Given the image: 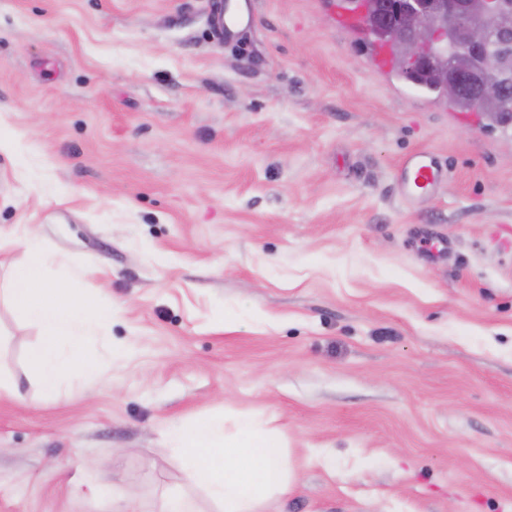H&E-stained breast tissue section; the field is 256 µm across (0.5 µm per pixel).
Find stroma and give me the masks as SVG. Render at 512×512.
I'll use <instances>...</instances> for the list:
<instances>
[{
  "mask_svg": "<svg viewBox=\"0 0 512 512\" xmlns=\"http://www.w3.org/2000/svg\"><path fill=\"white\" fill-rule=\"evenodd\" d=\"M214 2L0 0V259L36 225L49 281L114 311L49 400L0 306V512H209L165 435L242 415L290 450L276 512H512V129L331 0H252L230 44ZM417 151L443 180L414 206ZM441 176V168L434 159L421 152L406 157L398 173L402 193L410 202L433 195L440 184Z\"/></svg>",
  "mask_w": 512,
  "mask_h": 512,
  "instance_id": "stroma-1",
  "label": "stroma"
}]
</instances>
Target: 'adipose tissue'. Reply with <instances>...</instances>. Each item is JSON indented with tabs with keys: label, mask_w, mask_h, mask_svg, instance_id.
<instances>
[{
	"label": "adipose tissue",
	"mask_w": 512,
	"mask_h": 512,
	"mask_svg": "<svg viewBox=\"0 0 512 512\" xmlns=\"http://www.w3.org/2000/svg\"><path fill=\"white\" fill-rule=\"evenodd\" d=\"M51 264V255L32 244L0 273V303L40 331L27 363L47 398L91 373L83 346L112 321L111 309L92 308L57 291L34 298ZM168 442L187 482L203 489L213 512H269L296 477L280 437L256 431L247 419L231 434L219 419L179 424L170 429Z\"/></svg>",
	"instance_id": "ef3b65f1"
}]
</instances>
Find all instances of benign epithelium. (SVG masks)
<instances>
[{"instance_id": "obj_1", "label": "benign epithelium", "mask_w": 512, "mask_h": 512, "mask_svg": "<svg viewBox=\"0 0 512 512\" xmlns=\"http://www.w3.org/2000/svg\"><path fill=\"white\" fill-rule=\"evenodd\" d=\"M373 7L365 28L400 48L402 71L414 74L451 43L457 60L448 61L442 96L453 101L469 91L477 108L509 106L512 93L497 82L494 60L486 52L503 23L496 0H375Z\"/></svg>"}]
</instances>
